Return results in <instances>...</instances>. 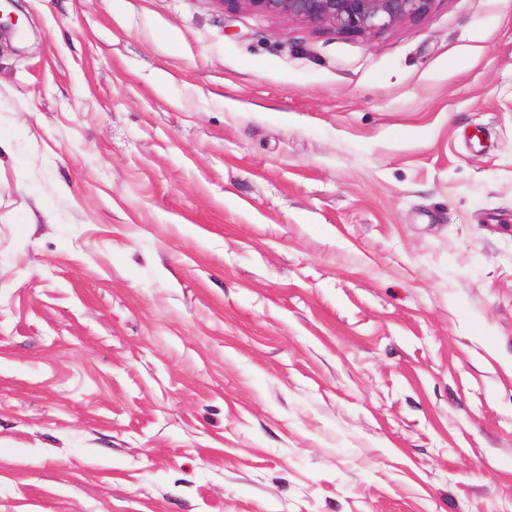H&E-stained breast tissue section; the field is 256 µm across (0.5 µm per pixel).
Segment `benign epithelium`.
Returning <instances> with one entry per match:
<instances>
[{
    "label": "benign epithelium",
    "instance_id": "benign-epithelium-1",
    "mask_svg": "<svg viewBox=\"0 0 512 512\" xmlns=\"http://www.w3.org/2000/svg\"><path fill=\"white\" fill-rule=\"evenodd\" d=\"M223 10L250 11L357 37H375L430 12L435 0H214Z\"/></svg>",
    "mask_w": 512,
    "mask_h": 512
}]
</instances>
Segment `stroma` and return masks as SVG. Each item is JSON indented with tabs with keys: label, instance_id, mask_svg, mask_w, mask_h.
I'll use <instances>...</instances> for the list:
<instances>
[{
	"label": "stroma",
	"instance_id": "stroma-1",
	"mask_svg": "<svg viewBox=\"0 0 512 512\" xmlns=\"http://www.w3.org/2000/svg\"><path fill=\"white\" fill-rule=\"evenodd\" d=\"M16 10L0 512H512V0ZM224 12L250 11L357 37H375L430 12L436 0H213Z\"/></svg>",
	"mask_w": 512,
	"mask_h": 512
}]
</instances>
